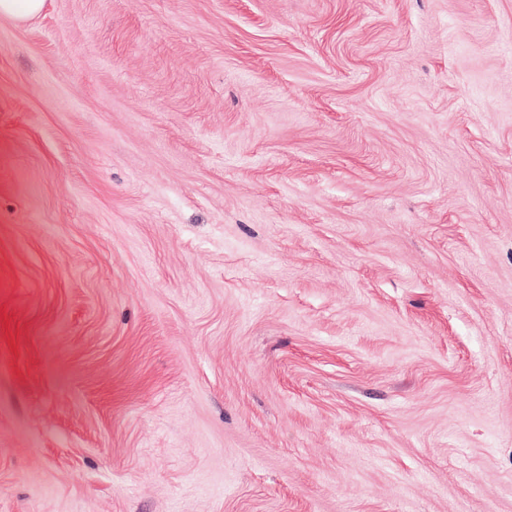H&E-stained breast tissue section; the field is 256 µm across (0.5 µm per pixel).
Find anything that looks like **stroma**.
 Listing matches in <instances>:
<instances>
[{
  "mask_svg": "<svg viewBox=\"0 0 512 512\" xmlns=\"http://www.w3.org/2000/svg\"><path fill=\"white\" fill-rule=\"evenodd\" d=\"M0 512H512V0L0 17Z\"/></svg>",
  "mask_w": 512,
  "mask_h": 512,
  "instance_id": "1",
  "label": "stroma"
}]
</instances>
